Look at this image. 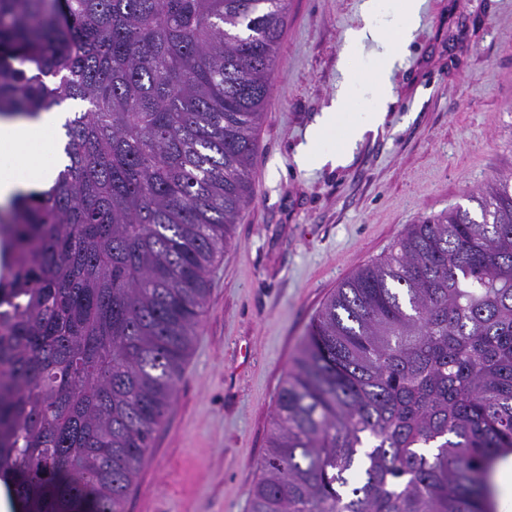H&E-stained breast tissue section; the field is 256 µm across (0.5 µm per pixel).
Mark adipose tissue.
Instances as JSON below:
<instances>
[{
    "mask_svg": "<svg viewBox=\"0 0 512 512\" xmlns=\"http://www.w3.org/2000/svg\"><path fill=\"white\" fill-rule=\"evenodd\" d=\"M421 7L422 0H362L363 25L349 30L344 39L342 86L306 144L299 148L296 155L299 167L346 164L352 147L381 123L382 108L388 99L386 76L395 61L397 48L416 29ZM368 41L376 45L375 68L369 76L357 66ZM64 120V113L53 109L33 119L17 115L0 117L1 205H8L17 195L43 188L52 179V171L39 166L29 167L25 179H17L8 162L24 146L57 130ZM331 135L337 138L336 147L331 152L323 151L322 144Z\"/></svg>",
    "mask_w": 512,
    "mask_h": 512,
    "instance_id": "adipose-tissue-1",
    "label": "adipose tissue"
}]
</instances>
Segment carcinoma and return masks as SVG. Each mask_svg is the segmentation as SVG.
<instances>
[{"instance_id":"cac0c4a2","label":"carcinoma","mask_w":512,"mask_h":512,"mask_svg":"<svg viewBox=\"0 0 512 512\" xmlns=\"http://www.w3.org/2000/svg\"><path fill=\"white\" fill-rule=\"evenodd\" d=\"M288 0H0V115L87 104L0 215V479L125 512L253 196ZM408 225L311 323L251 512H492L512 453V170Z\"/></svg>"}]
</instances>
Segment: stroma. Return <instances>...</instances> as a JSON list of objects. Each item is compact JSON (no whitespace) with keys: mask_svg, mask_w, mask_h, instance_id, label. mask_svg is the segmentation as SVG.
Listing matches in <instances>:
<instances>
[{"mask_svg":"<svg viewBox=\"0 0 512 512\" xmlns=\"http://www.w3.org/2000/svg\"><path fill=\"white\" fill-rule=\"evenodd\" d=\"M361 0H288L250 177L126 512H250L279 394L326 299L407 225L512 170V0H424L384 121L348 163L295 157L336 97ZM472 216L478 207L469 206Z\"/></svg>","mask_w":512,"mask_h":512,"instance_id":"stroma-1","label":"stroma"}]
</instances>
